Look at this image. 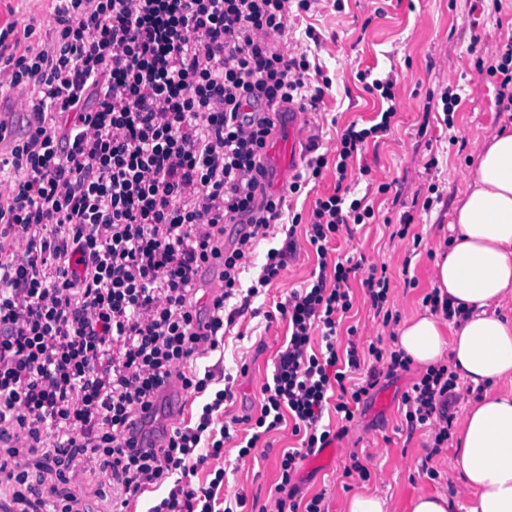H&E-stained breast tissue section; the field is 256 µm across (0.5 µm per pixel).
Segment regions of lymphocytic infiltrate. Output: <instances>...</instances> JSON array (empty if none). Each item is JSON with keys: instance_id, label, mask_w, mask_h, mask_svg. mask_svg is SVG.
Wrapping results in <instances>:
<instances>
[{"instance_id": "lymphocytic-infiltrate-1", "label": "lymphocytic infiltrate", "mask_w": 512, "mask_h": 512, "mask_svg": "<svg viewBox=\"0 0 512 512\" xmlns=\"http://www.w3.org/2000/svg\"><path fill=\"white\" fill-rule=\"evenodd\" d=\"M53 24L0 18V95L21 91L30 136L0 155V473L4 512H74L55 485L34 487L28 454H89L112 469L109 512H129L142 494L166 489L148 512H234L221 504L223 469L194 484L222 456L231 425L251 430L246 458L293 419L300 445L283 452L274 487L282 512H323V494L301 500V461L341 439L382 371L409 370L403 351L369 342L336 350L340 319L353 307L350 280L375 311L389 278L377 267L328 261L341 227L374 216L347 191L317 199L306 243L319 260L315 280L276 306L291 329L261 389L257 416L214 418L231 389L216 391L194 425L152 440L146 426L171 376L206 392L215 379L201 361L219 351L236 294H262L279 279L298 242L269 250L256 281L243 286L254 250L283 214L264 190L263 164L283 105L317 106L307 55L284 53L291 10L311 0H50ZM393 78L371 84L388 102L378 123L349 125L334 164L338 180L368 139L387 134L397 112ZM240 225L232 248L224 227ZM217 268L219 292L196 299L202 268ZM324 348L310 349L313 336ZM372 360L359 376L362 359ZM459 375L447 365L421 370L402 398L409 427L428 425L448 441ZM335 411L340 428L326 424Z\"/></svg>"}]
</instances>
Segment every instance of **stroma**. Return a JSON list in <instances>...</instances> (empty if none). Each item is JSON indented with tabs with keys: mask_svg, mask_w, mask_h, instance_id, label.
Wrapping results in <instances>:
<instances>
[{
	"mask_svg": "<svg viewBox=\"0 0 512 512\" xmlns=\"http://www.w3.org/2000/svg\"><path fill=\"white\" fill-rule=\"evenodd\" d=\"M291 30L281 39L283 49L306 54L321 68L310 75L311 85L330 79L317 107L306 108L298 136L317 137L328 165L319 181L298 195L274 176L276 162L266 156V189L286 198L291 212L309 215L317 198L334 193V161L338 136L350 123L371 126L380 120L386 104L366 87L367 80L395 74L393 89L397 113L390 132L369 140L355 158L347 182L357 195H368L374 209L370 223L352 225L331 241L330 256L365 259L386 267L390 290L386 303L390 322L376 316L360 281H353V308L338 328L336 346L347 348V329L356 327L361 340L380 341L393 349L402 321L424 312V296L431 292V273L438 241L448 232L454 203L476 169L479 148L500 125L504 115L496 104L499 77L479 73L478 58L512 47V0H313L309 11L293 14ZM460 90L461 103L446 127L443 112L428 109L429 98L446 87ZM410 215L409 235L397 237L400 219ZM421 244H414V235ZM301 247L279 280L249 303L232 299L239 313L224 335L222 356L208 360L217 378H230L233 398L227 416L256 413L261 388L272 376L273 363L288 334V323L276 317L278 302L301 288L318 267L316 255L305 247L304 229H297ZM247 374H240L241 365ZM417 377L416 371H397L381 377L374 396L365 402L337 440L336 456L326 466L302 461L294 477L302 494H324L325 512H344L352 495L374 491L386 497L390 512H404L406 500L421 490L459 488L452 468L453 444L434 448L428 430H408L401 397ZM213 391L189 398L164 394L151 429L154 435L180 425L187 416H199ZM224 445L219 463L226 475L219 492L225 502L245 497L244 512H277L272 491L279 480L283 449L296 447L290 427L271 434L269 444L239 459L238 437ZM359 459L368 478L345 476L346 466ZM430 471H423L422 461ZM31 480H54L56 472L72 471L71 481L58 485L60 496L75 499L78 512H99L112 495L110 470L102 460L34 454L27 460Z\"/></svg>",
	"mask_w": 512,
	"mask_h": 512,
	"instance_id": "35a3bbf8",
	"label": "stroma"
}]
</instances>
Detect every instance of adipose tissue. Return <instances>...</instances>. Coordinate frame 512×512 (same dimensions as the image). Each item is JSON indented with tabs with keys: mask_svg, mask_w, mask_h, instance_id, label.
I'll return each instance as SVG.
<instances>
[{
	"mask_svg": "<svg viewBox=\"0 0 512 512\" xmlns=\"http://www.w3.org/2000/svg\"><path fill=\"white\" fill-rule=\"evenodd\" d=\"M450 227L454 236L436 250L431 283L455 314L405 319L397 344L422 367L451 356L484 394L459 419L452 467L460 491L415 494L405 512H512V126L480 148Z\"/></svg>",
	"mask_w": 512,
	"mask_h": 512,
	"instance_id": "1",
	"label": "adipose tissue"
}]
</instances>
